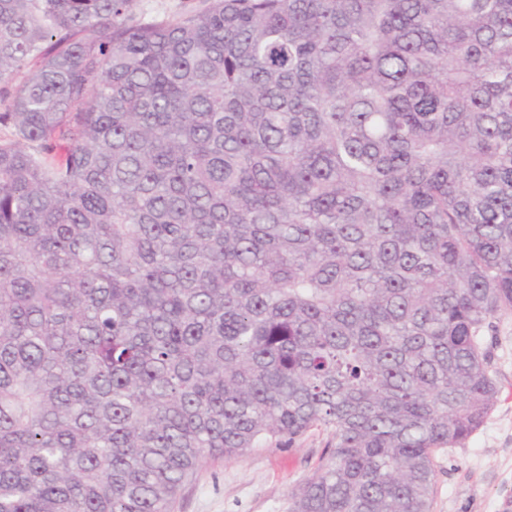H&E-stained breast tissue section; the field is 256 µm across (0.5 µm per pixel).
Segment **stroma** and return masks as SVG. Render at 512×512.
Here are the masks:
<instances>
[{"mask_svg": "<svg viewBox=\"0 0 512 512\" xmlns=\"http://www.w3.org/2000/svg\"><path fill=\"white\" fill-rule=\"evenodd\" d=\"M210 0H137L136 16L175 21ZM481 334L497 394L485 422L464 442L434 455L430 512H512V311ZM330 434L314 428L294 446L268 441L243 458L207 459L184 484L172 512H288V494L329 462Z\"/></svg>", "mask_w": 512, "mask_h": 512, "instance_id": "obj_1", "label": "stroma"}]
</instances>
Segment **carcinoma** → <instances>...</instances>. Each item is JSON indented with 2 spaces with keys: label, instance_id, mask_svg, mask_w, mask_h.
I'll use <instances>...</instances> for the list:
<instances>
[{
  "label": "carcinoma",
  "instance_id": "carcinoma-1",
  "mask_svg": "<svg viewBox=\"0 0 512 512\" xmlns=\"http://www.w3.org/2000/svg\"><path fill=\"white\" fill-rule=\"evenodd\" d=\"M0 0V512H429L512 310V0ZM210 0H137L135 15L146 19L175 21L182 16L203 11ZM330 434L313 428L291 448L274 439L244 458L207 459L184 484L172 512H288V494L329 462Z\"/></svg>",
  "mask_w": 512,
  "mask_h": 512
}]
</instances>
